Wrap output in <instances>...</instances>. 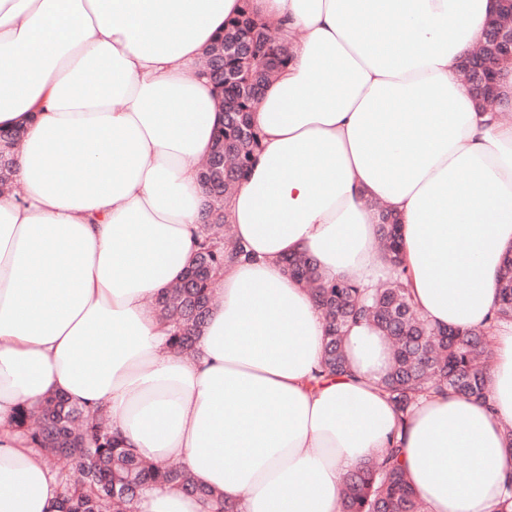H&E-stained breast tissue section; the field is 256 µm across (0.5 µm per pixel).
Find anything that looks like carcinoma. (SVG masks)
Returning <instances> with one entry per match:
<instances>
[{
    "label": "carcinoma",
    "instance_id": "obj_1",
    "mask_svg": "<svg viewBox=\"0 0 512 512\" xmlns=\"http://www.w3.org/2000/svg\"><path fill=\"white\" fill-rule=\"evenodd\" d=\"M260 32L254 59L224 55V45L252 38ZM273 51L280 64L288 60V47L270 36L267 26L256 20L250 0H243L240 13L224 26L208 51V59L236 71L238 84L224 89L235 100L238 112L225 119L217 132L208 163L201 167V182L208 197L207 224L192 266L182 281L162 292L154 301L160 317L170 326V343L179 353L194 351L197 334L205 325L214 302L215 277L224 268V256L245 254L243 246L222 234L226 223L224 202L232 195L240 174L248 166L262 134L253 125L255 108L249 79L262 56ZM20 132L0 134V193L12 188L9 152ZM379 237L393 275L381 288L365 291L347 281L325 279L315 261L306 256H289L284 267L289 276L309 289L326 323L322 369L330 374L346 370L343 347L345 327L365 320L376 326L390 343L393 364L380 381L396 410L407 416L417 399L432 390H450L481 400L488 388L486 336L481 331H460L434 325L414 307L401 257L399 224L380 213ZM499 300L493 320L512 321V258L505 260L498 276ZM15 427L27 432L58 471L62 498L59 512H127V508L153 484H168L186 493L217 501V512H228L215 494L197 485L181 465L163 470L121 447L99 411L72 406L61 397L48 399L32 408L18 405ZM340 512H424L415 497L400 462V449L387 448L374 462L346 477Z\"/></svg>",
    "mask_w": 512,
    "mask_h": 512
}]
</instances>
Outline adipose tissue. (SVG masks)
Segmentation results:
<instances>
[{
	"label": "adipose tissue",
	"instance_id": "1",
	"mask_svg": "<svg viewBox=\"0 0 512 512\" xmlns=\"http://www.w3.org/2000/svg\"><path fill=\"white\" fill-rule=\"evenodd\" d=\"M494 0H253L290 49L252 114L263 134L228 205V261L188 356L150 301L191 265L220 125L204 52L240 0H0V130L21 129L0 194V512H57L59 480L15 429L53 394L101 408L123 447L181 461L233 512H339L342 478L389 445L425 512H498L512 482V323L491 325L512 254V120L480 111L460 64ZM401 224L432 324L490 329L486 400L378 386L370 323L348 371L319 372L325 322L290 255L374 285L380 211ZM138 512H209L163 485Z\"/></svg>",
	"mask_w": 512,
	"mask_h": 512
}]
</instances>
